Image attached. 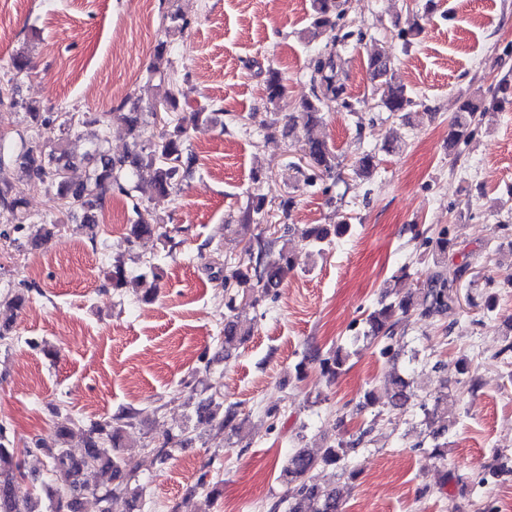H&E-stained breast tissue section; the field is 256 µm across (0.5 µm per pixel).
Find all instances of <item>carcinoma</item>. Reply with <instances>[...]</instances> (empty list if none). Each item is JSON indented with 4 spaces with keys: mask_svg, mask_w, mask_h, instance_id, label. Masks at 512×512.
Returning a JSON list of instances; mask_svg holds the SVG:
<instances>
[{
    "mask_svg": "<svg viewBox=\"0 0 512 512\" xmlns=\"http://www.w3.org/2000/svg\"><path fill=\"white\" fill-rule=\"evenodd\" d=\"M314 12L313 35L324 32L333 34L336 42L342 44L352 32H344L337 27L342 11L336 0H312ZM32 69L29 55L18 51L10 58L9 78L0 83V107L16 109L25 115L26 127L17 132V137L0 139V171L12 167L27 181L34 191L53 190L61 200L68 214L81 215L85 224L97 223L96 214L105 201L118 193L126 197L134 219L128 225V240L150 236L163 228L150 207L135 192L147 188L151 198L168 197L181 188V176L190 172L197 158L189 150L187 140L188 125L198 121H215L223 113L218 108L211 112L202 109L189 114L181 113V100L186 98L182 84L171 80L155 102L165 110L168 120L166 130L154 134L148 129L145 115L156 116L154 112H122L120 118L131 138V147L126 154L115 157L106 147V138L85 149L83 159L88 172L84 179L72 177L75 168V154L64 144L62 136L70 135L81 118L68 112H46L33 100L18 99L10 94V88L28 75ZM368 70L372 78H381L383 107L403 118H410L413 100L404 86L393 80V58L383 48L368 60ZM347 73L340 54H317L309 58L308 81L311 97L301 104L298 113L287 115L288 122H302L308 127L321 120L325 109L337 104L353 110L347 96ZM267 100L278 105L285 97V85L279 71L269 68L265 77ZM494 111V105L481 97L464 101L448 128V144L452 147L467 144L476 129L485 120L487 113ZM301 151L307 169H298L310 181L324 174H330L338 166L337 156L323 140L307 138ZM376 157L368 152L362 154L353 168L357 177L373 173ZM0 208L19 214V222L13 233L3 234L16 249L26 243L39 246L47 243L55 233L59 221L47 223L42 218H34L24 210L23 198L12 193L11 185L0 179ZM436 264H441L453 244L451 227L441 228L432 241ZM245 263L224 276V347L245 340L251 335V328L244 326L243 316L247 310L259 305L260 297L254 290L268 295L279 287L284 269L295 265L296 253L288 249L282 237L257 238L246 250ZM147 276L127 274L125 263L120 258L112 261L109 281L116 291L130 292L143 300H150L157 292V273H152L153 282L146 283ZM455 294L443 272L429 271L422 280L421 287L396 301H386L381 297L378 308L366 319L365 337L381 343L380 353L389 359L396 357L394 343L401 317L417 313L422 317L444 314L453 309ZM350 356L348 348L339 345L329 356L318 355L321 372L328 380H334L343 371ZM410 381L393 370L385 379V388L390 394L389 405L394 409H404L410 405ZM199 395L196 415L201 424L218 423L239 434L245 421H237V405H224L221 386L215 382L203 388ZM424 423L434 438L448 434V396L440 395L433 403L420 404ZM136 412L129 409L105 423H92L87 429L84 451L75 456L68 449L57 446L35 449L45 450L50 459L52 472L61 482L57 487L41 485L40 491H22L17 475L22 469L19 455L32 448H17L15 436L4 424H0V512H40L42 498H47L49 512H78L80 500L87 494L97 497L104 504L101 512H109L107 504L115 495L128 498L131 508H139L140 490L136 485V465L123 457L122 447L127 429L133 426ZM371 429L366 428L349 440L329 441L317 454L307 448H292L282 466L280 479L286 487L285 496L272 505L271 512H278L281 504L288 503V512H341V494L334 488L325 489L315 481V473L329 466L348 467L349 458L365 442ZM176 441L165 437L159 442L150 441L144 447L164 461L170 455ZM106 475L108 482L99 483L96 478Z\"/></svg>",
    "mask_w": 512,
    "mask_h": 512,
    "instance_id": "carcinoma-1",
    "label": "carcinoma"
}]
</instances>
